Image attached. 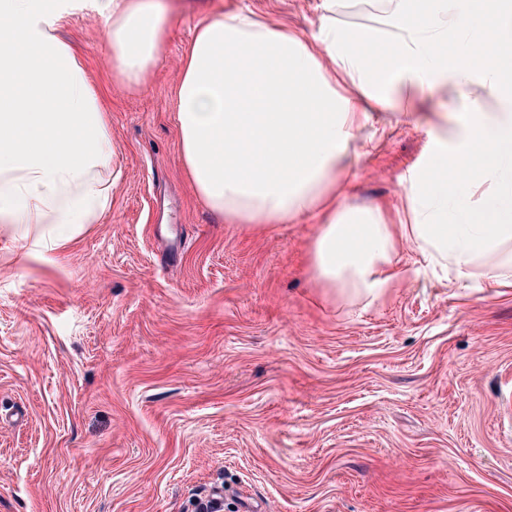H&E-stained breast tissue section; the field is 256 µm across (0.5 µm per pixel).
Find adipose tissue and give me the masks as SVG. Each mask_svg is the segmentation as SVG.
<instances>
[{
  "label": "adipose tissue",
  "mask_w": 512,
  "mask_h": 512,
  "mask_svg": "<svg viewBox=\"0 0 512 512\" xmlns=\"http://www.w3.org/2000/svg\"><path fill=\"white\" fill-rule=\"evenodd\" d=\"M381 31L351 34L323 0L309 40L249 9L202 17L174 87L183 165L196 195L231 224L270 230L305 217L320 287L375 301L401 279L399 243L457 278L482 268L512 279V60L472 69L480 24L512 39V0H389ZM73 0H0V233H33L52 251L98 223L120 179L102 95L57 34ZM123 89L146 85L164 58L176 0H95ZM381 43L383 56L362 42ZM455 92L467 108L455 148L415 173L410 221L382 207L342 204L336 182L365 155L356 134L371 107L417 92ZM493 146L490 161L472 166ZM490 184L480 207L470 190Z\"/></svg>",
  "instance_id": "1"
}]
</instances>
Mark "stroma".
I'll return each instance as SVG.
<instances>
[{
    "label": "stroma",
    "instance_id": "obj_1",
    "mask_svg": "<svg viewBox=\"0 0 512 512\" xmlns=\"http://www.w3.org/2000/svg\"><path fill=\"white\" fill-rule=\"evenodd\" d=\"M138 90L112 73L89 0L61 22L108 107L122 177L99 223L53 252L0 235V512H512V286L427 268L336 301L317 227L261 232L197 197L173 92L202 12L248 8L312 35L322 0H183ZM466 107L376 111L346 203L405 204Z\"/></svg>",
    "mask_w": 512,
    "mask_h": 512
}]
</instances>
